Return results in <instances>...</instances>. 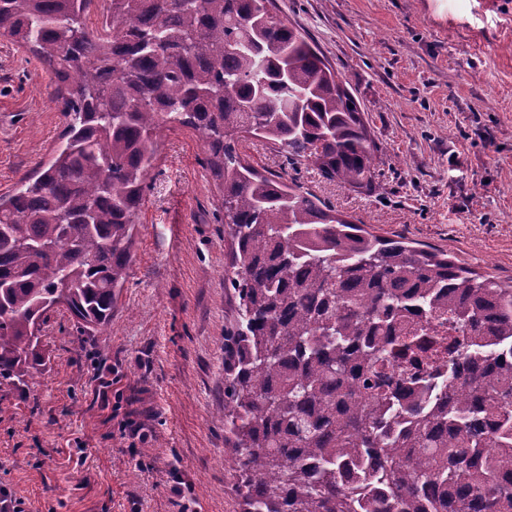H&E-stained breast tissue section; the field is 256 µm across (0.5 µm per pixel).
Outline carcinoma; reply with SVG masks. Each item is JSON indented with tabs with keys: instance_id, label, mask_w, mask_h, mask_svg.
Returning <instances> with one entry per match:
<instances>
[{
	"instance_id": "carcinoma-1",
	"label": "carcinoma",
	"mask_w": 512,
	"mask_h": 512,
	"mask_svg": "<svg viewBox=\"0 0 512 512\" xmlns=\"http://www.w3.org/2000/svg\"><path fill=\"white\" fill-rule=\"evenodd\" d=\"M0 0L51 69L66 142L0 194V385L62 307L106 326L135 219L182 125L207 142L238 299L224 422L244 512H512V282L374 235L242 158L246 137L354 191L378 146L354 94L273 0Z\"/></svg>"
}]
</instances>
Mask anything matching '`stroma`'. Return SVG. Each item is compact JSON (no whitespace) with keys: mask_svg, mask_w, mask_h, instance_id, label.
<instances>
[{"mask_svg":"<svg viewBox=\"0 0 512 512\" xmlns=\"http://www.w3.org/2000/svg\"><path fill=\"white\" fill-rule=\"evenodd\" d=\"M347 83L380 149L358 192L251 140L245 160L310 189L373 234L512 279V0H275ZM51 72L0 38V193L64 142ZM201 137L162 132L129 277L107 328L65 309L45 364L0 390V488L24 512H241L224 427L223 188ZM111 379L100 398V377Z\"/></svg>","mask_w":512,"mask_h":512,"instance_id":"stroma-1","label":"stroma"}]
</instances>
